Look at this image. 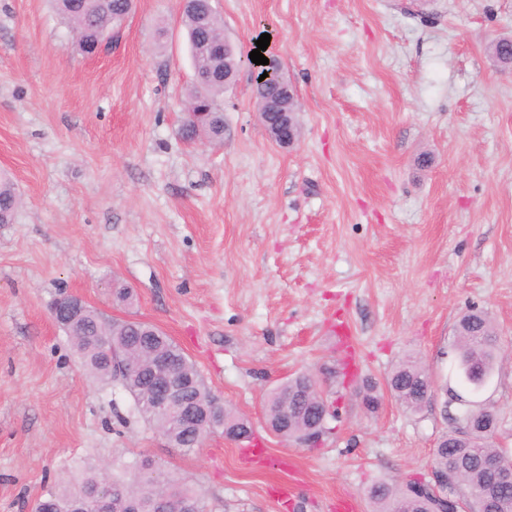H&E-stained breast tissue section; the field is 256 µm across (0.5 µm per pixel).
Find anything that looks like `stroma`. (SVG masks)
Listing matches in <instances>:
<instances>
[{
  "instance_id": "35a3bbf8",
  "label": "stroma",
  "mask_w": 512,
  "mask_h": 512,
  "mask_svg": "<svg viewBox=\"0 0 512 512\" xmlns=\"http://www.w3.org/2000/svg\"><path fill=\"white\" fill-rule=\"evenodd\" d=\"M212 5L237 51L270 34L293 147L268 137L246 63L223 143L179 137L194 81L179 0H134L96 57L49 0H0V173L21 198L0 224V512H32L64 470L142 454L219 512H372V484L431 470L472 308L501 350L476 400L512 448V70L491 55L512 0ZM62 291L161 329L252 440L170 447L83 368L51 315ZM409 354L436 383L413 414L386 385ZM303 371L339 411L315 448L266 425L267 393Z\"/></svg>"
}]
</instances>
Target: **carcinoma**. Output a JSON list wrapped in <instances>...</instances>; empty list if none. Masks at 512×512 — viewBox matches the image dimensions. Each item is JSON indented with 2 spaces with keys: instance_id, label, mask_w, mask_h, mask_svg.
<instances>
[{
  "instance_id": "carcinoma-1",
  "label": "carcinoma",
  "mask_w": 512,
  "mask_h": 512,
  "mask_svg": "<svg viewBox=\"0 0 512 512\" xmlns=\"http://www.w3.org/2000/svg\"><path fill=\"white\" fill-rule=\"evenodd\" d=\"M202 12L185 11L181 21L186 30L197 84L187 96V111L208 108L201 125L188 124L179 129L181 137L220 143L224 140V112L221 98L224 83L210 76L214 64L203 52L205 40H224V21L208 11L209 2L199 0ZM58 16L76 34L75 47L86 55L103 42L112 41V32L120 28L133 8V0H53ZM19 196L12 181L0 178V224L14 221ZM73 341L85 368L103 383H111L129 393L134 412L154 429L168 436L183 452L201 448L217 431L234 439L252 435L248 420L226 406L206 386L199 369L183 350L164 333L142 322L115 321L104 323L96 309L88 311L73 325L63 326ZM459 382L473 391L485 385L500 357L497 331L489 314L475 310L458 322L452 344ZM172 357L179 361V373L190 381L186 398L206 415L207 425L201 437L183 431L168 415L150 410V388L143 375L155 361ZM132 363L142 369L139 376L122 370ZM387 387L400 406L409 412L421 411L434 397L429 369L416 357L404 358L391 372ZM445 407L454 408L449 415L448 431L443 433L448 446L434 454L432 470L448 478V485L434 492L430 479L414 477L400 485L385 481L373 484L368 491L373 512H452L457 498L468 502L470 512H484V503L494 500L497 512H512V480H494L487 468L491 459L512 463V448L496 443L498 417L467 398L458 389H445ZM266 420L280 425L282 415L288 424L282 435L304 442L310 434L321 438L331 433L330 420L338 411L324 398L319 380L310 372L298 373L273 388L266 396ZM112 485V509L115 512H157L158 497L165 496L164 512H204L202 496L187 483L165 473L148 456L135 460L122 477L103 476V466L89 465L80 481L73 483L63 475L35 505V512H99L98 490L103 479Z\"/></svg>"
}]
</instances>
